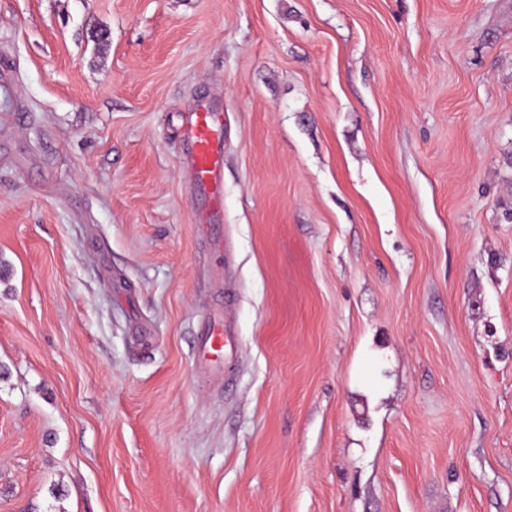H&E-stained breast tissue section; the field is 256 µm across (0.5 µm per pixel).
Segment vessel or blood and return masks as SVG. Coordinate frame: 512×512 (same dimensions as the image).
I'll list each match as a JSON object with an SVG mask.
<instances>
[{
  "instance_id": "obj_1",
  "label": "vessel or blood",
  "mask_w": 512,
  "mask_h": 512,
  "mask_svg": "<svg viewBox=\"0 0 512 512\" xmlns=\"http://www.w3.org/2000/svg\"><path fill=\"white\" fill-rule=\"evenodd\" d=\"M187 150L182 164L191 176L202 204L198 210L200 224L210 231L224 209V127L220 113L202 107L192 112L184 125ZM201 359L220 365L228 354L238 348V340L221 317H214L199 333Z\"/></svg>"
}]
</instances>
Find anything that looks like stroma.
Segmentation results:
<instances>
[{"instance_id":"obj_1","label":"stroma","mask_w":512,"mask_h":512,"mask_svg":"<svg viewBox=\"0 0 512 512\" xmlns=\"http://www.w3.org/2000/svg\"><path fill=\"white\" fill-rule=\"evenodd\" d=\"M0 512H512V0H0ZM187 150L182 164L191 176L202 204L198 220L204 228L215 231L224 210V127L222 115L200 107L191 112L184 125ZM199 336L200 357L210 365H220L227 354H233L238 348L237 337L220 316L204 325Z\"/></svg>"}]
</instances>
